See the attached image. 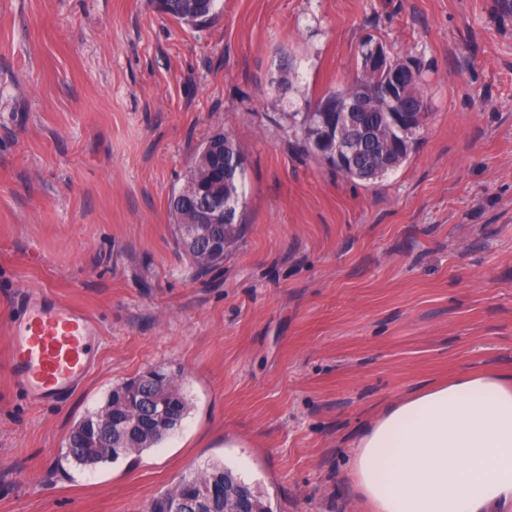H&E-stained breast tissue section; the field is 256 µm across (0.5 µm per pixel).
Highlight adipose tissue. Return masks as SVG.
Segmentation results:
<instances>
[{"label": "adipose tissue", "instance_id": "ef3b65f1", "mask_svg": "<svg viewBox=\"0 0 512 512\" xmlns=\"http://www.w3.org/2000/svg\"><path fill=\"white\" fill-rule=\"evenodd\" d=\"M351 476L374 512H512V383L462 373L385 405Z\"/></svg>", "mask_w": 512, "mask_h": 512}]
</instances>
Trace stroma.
<instances>
[{
  "mask_svg": "<svg viewBox=\"0 0 512 512\" xmlns=\"http://www.w3.org/2000/svg\"><path fill=\"white\" fill-rule=\"evenodd\" d=\"M369 38L416 64L430 117L364 182L299 116L353 83ZM217 133L244 158V233L200 273L169 202ZM37 288L88 311L101 347L56 405L0 368V512H146L214 463L272 512H370L350 445L387 402L512 377V10L217 0L195 27L148 0H0V356ZM148 370L179 378L181 427L76 464L75 423Z\"/></svg>",
  "mask_w": 512,
  "mask_h": 512,
  "instance_id": "35a3bbf8",
  "label": "stroma"
}]
</instances>
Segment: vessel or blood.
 Here are the masks:
<instances>
[{
	"label": "vessel or blood",
	"mask_w": 512,
	"mask_h": 512,
	"mask_svg": "<svg viewBox=\"0 0 512 512\" xmlns=\"http://www.w3.org/2000/svg\"><path fill=\"white\" fill-rule=\"evenodd\" d=\"M22 319L9 325L6 367L15 386L41 405L72 394L95 364L99 330L82 309L62 304L51 290L30 292Z\"/></svg>",
	"instance_id": "vessel-or-blood-1"
}]
</instances>
